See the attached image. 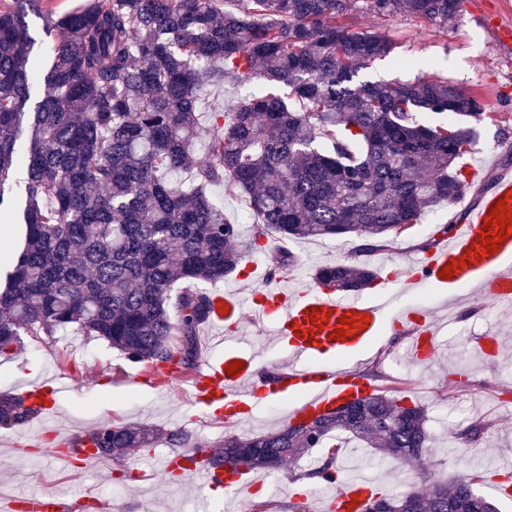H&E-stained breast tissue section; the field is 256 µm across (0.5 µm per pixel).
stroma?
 <instances>
[{"label": "stroma", "mask_w": 512, "mask_h": 512, "mask_svg": "<svg viewBox=\"0 0 512 512\" xmlns=\"http://www.w3.org/2000/svg\"><path fill=\"white\" fill-rule=\"evenodd\" d=\"M473 8L461 12L447 26L426 19L396 15L379 17L357 7L348 17L352 30L368 31L390 39L391 56L371 62L365 71L370 80H411L428 74L448 80L464 95L479 99L486 118L478 128L464 165L482 164L486 174L501 171L512 161V57L500 53L493 44L491 19L512 22V0H472ZM253 92L249 86H209L201 91L198 112L202 126H209L216 110L232 111ZM463 206L442 205L424 214L420 226L396 238L387 255L397 265L398 274L382 276L361 292L364 300L390 296L379 337L370 349L348 359L346 365L366 383L380 391L395 387L410 391L427 406L433 447L425 467L411 463L373 460V451H357V469L376 478L382 492L391 495L404 490H423L432 477L452 479L468 472L477 475L478 494L494 497V481L512 465V401L504 390H512V306L505 307L487 298L479 288L446 291L433 281L407 286L402 271L415 268L427 254V241L440 238L441 229L458 220ZM354 237L311 239L289 243L298 266L287 279H270L268 254L275 251L274 239H266V253L250 254L248 268L226 278L229 286L244 293L271 285L299 289L311 282L318 267L342 262L374 264V255H361ZM423 313L439 329L440 347L433 359L410 361L406 349L415 331L412 313ZM241 333L226 347L202 344L200 360L215 361L230 352L254 357L253 382L265 385L269 373L286 375L292 368L289 349L273 334L274 322L255 320L252 310L243 313ZM493 337L501 349L493 357H474L470 350L477 338ZM165 382L157 384L149 371H136L106 342L72 330L43 343L27 344L24 354L12 360L0 358V393H22L25 384L55 374L64 375L68 388L54 392L50 401L56 411L55 429L73 435L101 422H121L160 431L151 454L124 461L99 459L80 472L61 469L47 460L30 438L39 429L29 422L0 431V497L54 494L59 512H80L85 497H94L112 506V512H233V503L247 499L269 504L271 512H289L297 494H304L309 512H322L325 489L317 482L301 478L311 466L302 458L279 472L253 471L256 487L234 492L217 488L200 489L192 478L168 486L153 465L156 455L169 452L164 432L184 429L198 441L223 440L228 430L220 420L203 417L185 393L187 378L177 367L164 368ZM402 377L394 385V377ZM302 400L291 393L279 399L256 402L252 419L243 432L260 435L280 428L289 420L291 409ZM477 420L489 423L478 439L463 433Z\"/></svg>", "instance_id": "stroma-1"}]
</instances>
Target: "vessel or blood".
I'll return each mask as SVG.
<instances>
[{
    "label": "vessel or blood",
    "mask_w": 512,
    "mask_h": 512,
    "mask_svg": "<svg viewBox=\"0 0 512 512\" xmlns=\"http://www.w3.org/2000/svg\"><path fill=\"white\" fill-rule=\"evenodd\" d=\"M512 191V176L500 173L492 179L489 187L481 190L474 200L465 206V218L456 225L449 240L430 257L418 264L419 274L427 279H437L441 268L448 263L465 257L467 249L479 238L484 222L498 199ZM512 254V236L502 243L500 254L479 258L477 264L459 268L448 279L449 287L465 286L474 280H481L486 295L497 303H512V274L499 267L501 253ZM214 303L228 306L227 314H214L210 320L215 330V342H223L229 334L238 332L245 301H253L256 319L270 318L275 322V334L285 341L295 366L290 375L291 381L313 384L314 390L292 413V418L303 419L317 414L325 408L349 397L360 389L361 384L354 372L340 366L318 367V360L328 355L346 356L357 353L378 333L383 321L385 308L377 303L363 302L355 298L336 295L321 287H307L291 293L284 288H264L253 291L251 299H244L234 289L216 290L212 293ZM329 312L325 326L311 321L313 309ZM350 315L355 320V328L350 329L346 339L330 340L329 335L338 329L339 317ZM370 315L368 326H359L361 315ZM438 329L435 325L423 324L417 339L411 345L413 357L424 360L432 358L437 349ZM252 360H245L237 375L226 372L225 360L204 364L198 378L193 382L194 400L203 407L212 409L214 415L241 422L247 421L249 407L258 400L266 399L281 392L279 383H271L265 389L252 385ZM54 447L46 454L57 465L70 467L73 462L71 450L76 444L73 436L54 434ZM154 466L165 475L178 477L191 476L208 489H234L245 479L244 473L221 466L202 465L192 450L158 455ZM373 482L365 477L352 476L345 480L325 503V512H348L352 496L367 498ZM29 508L30 512H58L59 504L52 494L35 497L10 498L0 512H18L19 508Z\"/></svg>",
    "instance_id": "1"
}]
</instances>
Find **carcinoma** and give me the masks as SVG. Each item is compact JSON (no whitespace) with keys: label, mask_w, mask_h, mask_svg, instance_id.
I'll return each instance as SVG.
<instances>
[{"label":"carcinoma","mask_w":512,"mask_h":512,"mask_svg":"<svg viewBox=\"0 0 512 512\" xmlns=\"http://www.w3.org/2000/svg\"><path fill=\"white\" fill-rule=\"evenodd\" d=\"M91 0L46 20L58 32L49 70L30 61L27 21L40 0L0 9V204L3 186L25 170L26 236L0 290V356L25 340L44 342L74 327L134 364L195 370L212 315L201 285L232 274L259 238L356 236L360 251H385L421 216L452 203L468 182L455 161L476 130L427 124L419 114L463 115L479 123L477 99L426 74L372 81L363 70L393 44L354 32L343 19L354 0ZM371 12L448 24L461 0H362ZM43 98L30 118L36 82ZM262 80L288 94H254L234 111L212 112L198 150L197 92L204 85ZM27 132V153L15 146ZM183 170L186 181L170 175ZM240 196L255 224L247 246L212 186ZM280 247L270 276L292 271ZM371 268L337 264L316 282L368 287ZM375 392L351 405L257 436L224 435L215 461L274 471L341 436L384 460L425 464L431 433L422 406ZM40 407L0 394V430L34 419ZM154 435L105 422L88 435L106 459L140 454ZM175 448H207L185 430ZM338 450L305 474L324 485L342 472ZM475 475L437 480L422 491L368 497L376 512H496L476 493Z\"/></svg>","instance_id":"1"}]
</instances>
